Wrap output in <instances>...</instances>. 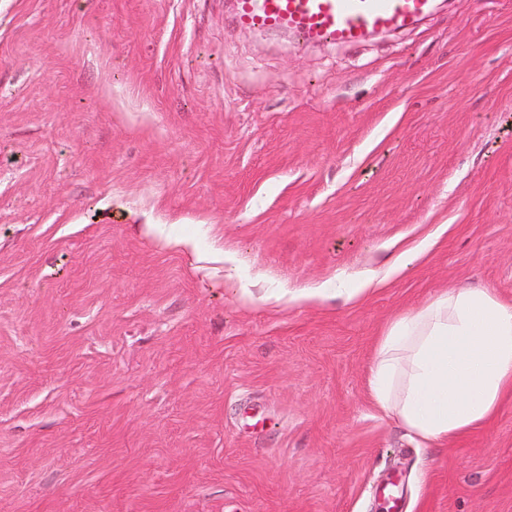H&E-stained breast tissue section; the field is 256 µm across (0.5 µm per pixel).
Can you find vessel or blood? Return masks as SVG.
I'll return each mask as SVG.
<instances>
[{"label":"vessel or blood","mask_w":512,"mask_h":512,"mask_svg":"<svg viewBox=\"0 0 512 512\" xmlns=\"http://www.w3.org/2000/svg\"><path fill=\"white\" fill-rule=\"evenodd\" d=\"M434 8L435 0H236L234 19L246 29L287 31L311 43L356 45L410 27Z\"/></svg>","instance_id":"obj_1"}]
</instances>
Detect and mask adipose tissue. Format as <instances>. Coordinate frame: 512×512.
I'll return each mask as SVG.
<instances>
[{
	"label": "adipose tissue",
	"mask_w": 512,
	"mask_h": 512,
	"mask_svg": "<svg viewBox=\"0 0 512 512\" xmlns=\"http://www.w3.org/2000/svg\"><path fill=\"white\" fill-rule=\"evenodd\" d=\"M369 390L425 444L484 426L512 395V303L451 287L396 316L376 342Z\"/></svg>",
	"instance_id": "1"
}]
</instances>
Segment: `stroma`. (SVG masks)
<instances>
[{
	"label": "stroma",
	"mask_w": 512,
	"mask_h": 512,
	"mask_svg": "<svg viewBox=\"0 0 512 512\" xmlns=\"http://www.w3.org/2000/svg\"><path fill=\"white\" fill-rule=\"evenodd\" d=\"M233 8L0 0V512H512V396L424 448L368 387L400 313L512 302V0ZM434 9V0H236L234 19L246 29L287 31L310 43L356 45L410 27Z\"/></svg>",
	"instance_id": "1"
}]
</instances>
